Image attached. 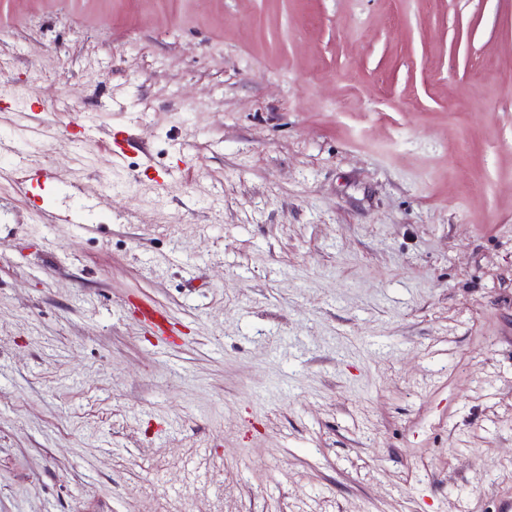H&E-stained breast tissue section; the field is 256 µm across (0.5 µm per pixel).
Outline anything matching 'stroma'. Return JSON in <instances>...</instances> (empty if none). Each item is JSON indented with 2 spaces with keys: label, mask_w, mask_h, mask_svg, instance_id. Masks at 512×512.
I'll list each match as a JSON object with an SVG mask.
<instances>
[{
  "label": "stroma",
  "mask_w": 512,
  "mask_h": 512,
  "mask_svg": "<svg viewBox=\"0 0 512 512\" xmlns=\"http://www.w3.org/2000/svg\"><path fill=\"white\" fill-rule=\"evenodd\" d=\"M510 501L512 0H0V512Z\"/></svg>",
  "instance_id": "stroma-1"
}]
</instances>
